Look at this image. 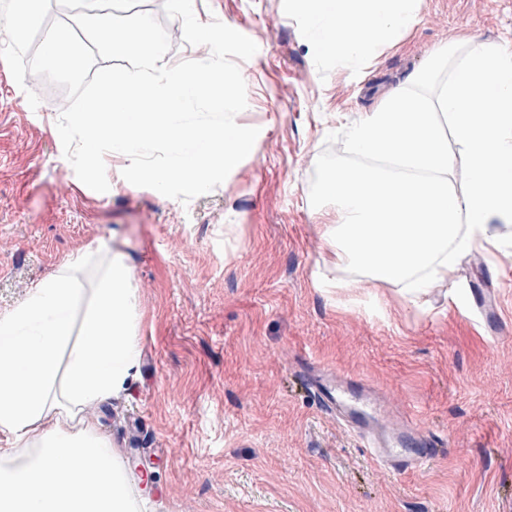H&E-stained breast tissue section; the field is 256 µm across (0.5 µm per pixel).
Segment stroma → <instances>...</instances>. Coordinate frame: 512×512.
I'll list each match as a JSON object with an SVG mask.
<instances>
[{"label": "stroma", "mask_w": 512, "mask_h": 512, "mask_svg": "<svg viewBox=\"0 0 512 512\" xmlns=\"http://www.w3.org/2000/svg\"><path fill=\"white\" fill-rule=\"evenodd\" d=\"M289 0H194L196 17L250 37L239 67L259 135L208 194L183 203L122 176L86 187L52 129L65 92L26 76L31 109L0 60V312L66 257L114 240L142 321L139 377L88 409L134 470L148 512H512V226L498 248L462 253L418 297L344 273L320 287L328 253L313 194L328 164H352L347 134L442 44L512 46V0H420L397 42L365 68L308 47ZM495 309L496 332L471 317ZM363 377L418 411L446 457L388 474L315 404L302 377Z\"/></svg>", "instance_id": "35a3bbf8"}]
</instances>
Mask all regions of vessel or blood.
<instances>
[{
  "label": "vessel or blood",
  "mask_w": 512,
  "mask_h": 512,
  "mask_svg": "<svg viewBox=\"0 0 512 512\" xmlns=\"http://www.w3.org/2000/svg\"><path fill=\"white\" fill-rule=\"evenodd\" d=\"M312 389L322 411L354 434L371 459L387 472H420L444 453L441 439L417 412L396 410L388 401L370 402L369 386L362 378L330 375L314 379Z\"/></svg>",
  "instance_id": "b4317fda"
}]
</instances>
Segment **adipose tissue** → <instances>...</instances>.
I'll return each instance as SVG.
<instances>
[{
    "label": "adipose tissue",
    "instance_id": "1",
    "mask_svg": "<svg viewBox=\"0 0 512 512\" xmlns=\"http://www.w3.org/2000/svg\"><path fill=\"white\" fill-rule=\"evenodd\" d=\"M310 45L365 67L418 0H294ZM357 165L314 192L339 270L417 293L512 223V48L462 39L433 52L353 129ZM467 172L456 189L457 168ZM134 273L106 243L77 250L0 312V512H142L124 453L85 417L139 373Z\"/></svg>",
    "mask_w": 512,
    "mask_h": 512
}]
</instances>
